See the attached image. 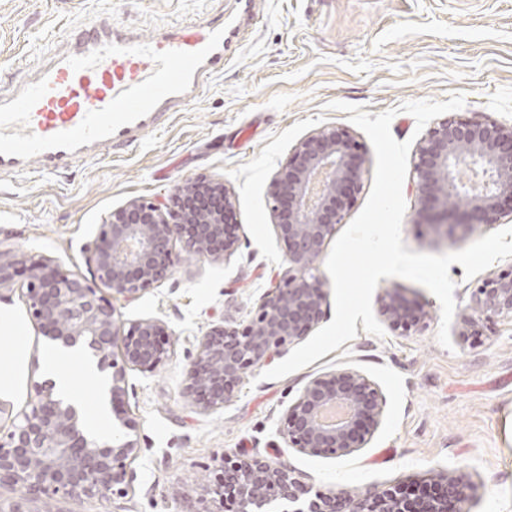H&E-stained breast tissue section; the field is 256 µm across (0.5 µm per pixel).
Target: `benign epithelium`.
Listing matches in <instances>:
<instances>
[{"instance_id":"benign-epithelium-1","label":"benign epithelium","mask_w":512,"mask_h":512,"mask_svg":"<svg viewBox=\"0 0 512 512\" xmlns=\"http://www.w3.org/2000/svg\"><path fill=\"white\" fill-rule=\"evenodd\" d=\"M358 143L344 128L326 127L300 141L272 182L274 229L286 248L288 270L260 297L245 324L214 325L197 337L185 370L184 393L202 411L232 401L244 378L306 337L324 319L327 279L316 273L328 241L356 202L365 173ZM471 179H460L461 171ZM422 211L413 223L454 239L512 216V125L489 117H446L421 139L413 161ZM232 196L207 176L177 186L164 202L132 200L101 225L85 261L94 281L48 263L24 268L30 313L42 335L81 348L110 379L112 402L128 392L127 371L153 372L167 357L168 326L146 318L125 325L114 300L131 301L174 274L175 245L199 260L227 259L239 247ZM381 316L408 332L425 314L405 307L400 289L387 288ZM512 319V265L486 278L460 315L459 335L480 322ZM30 409L0 437V486L25 494L0 499V512H52L60 497L75 503L123 493L138 455L127 435L89 434L81 412L60 399L48 382L35 383ZM386 399L354 368L312 377L289 406L280 428L301 453L349 455L366 447L381 423ZM461 475L441 476L433 492L396 486L372 495L340 489L309 497V487L281 460L226 456L209 492L227 512H453L464 489Z\"/></svg>"}]
</instances>
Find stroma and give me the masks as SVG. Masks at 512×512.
I'll return each mask as SVG.
<instances>
[{
  "label": "stroma",
  "mask_w": 512,
  "mask_h": 512,
  "mask_svg": "<svg viewBox=\"0 0 512 512\" xmlns=\"http://www.w3.org/2000/svg\"><path fill=\"white\" fill-rule=\"evenodd\" d=\"M258 17L244 24L243 0H0V90L28 75L34 58L80 22L115 15L151 33L166 23L224 18L239 34L224 73L166 128L121 152L45 177H0V261L48 260L88 274L84 250L115 210L133 199L164 201L198 175L232 191L241 226L227 260L182 259L174 275L140 298L119 302L125 322L163 320L175 335L169 357L154 372L127 373L129 395L118 411L136 423L139 447L128 493L84 500L82 512H209L207 474L224 456H280L316 490L381 493L395 485L428 486L441 474L466 473L477 486L464 512H512V321L497 318L483 333L443 348L437 298L404 279L398 286L424 308L423 326L403 336L361 331L279 379H244L224 407L201 411L184 394V370L196 338L210 326L250 319L259 297L288 268L271 213L272 180L295 145L327 126L351 128L366 158L353 207L361 212L372 189L375 152L352 127L342 101L370 115L396 114L390 130L409 140L414 117L399 104L465 96L462 115L512 124V0H253ZM402 238L418 253L456 252L414 224L421 204L413 177L403 184ZM0 352L26 346L5 396L12 418L27 410L42 381L49 343L35 325L20 285L0 289ZM352 367L382 390L387 404L366 448L340 456L303 454L279 433L288 407L310 377Z\"/></svg>",
  "instance_id": "35a3bbf8"
}]
</instances>
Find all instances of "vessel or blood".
<instances>
[{
	"instance_id": "1",
	"label": "vessel or blood",
	"mask_w": 512,
	"mask_h": 512,
	"mask_svg": "<svg viewBox=\"0 0 512 512\" xmlns=\"http://www.w3.org/2000/svg\"><path fill=\"white\" fill-rule=\"evenodd\" d=\"M223 22L142 34L116 20L74 27L32 76L0 94V175L55 174L161 130L224 72Z\"/></svg>"
}]
</instances>
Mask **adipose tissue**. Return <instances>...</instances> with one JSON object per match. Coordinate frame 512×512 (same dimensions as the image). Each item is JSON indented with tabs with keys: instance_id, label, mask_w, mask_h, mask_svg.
Listing matches in <instances>:
<instances>
[{
	"instance_id": "ef3b65f1",
	"label": "adipose tissue",
	"mask_w": 512,
	"mask_h": 512,
	"mask_svg": "<svg viewBox=\"0 0 512 512\" xmlns=\"http://www.w3.org/2000/svg\"><path fill=\"white\" fill-rule=\"evenodd\" d=\"M78 367L86 382L97 392L99 402L93 405H85L86 423L90 429H103L106 404L104 399L107 395V377L98 372L89 364L86 354L76 348H66L61 344H54L47 348L44 361V377L52 381L56 392L65 399L81 402L83 395L75 386L69 372L70 367Z\"/></svg>"
}]
</instances>
